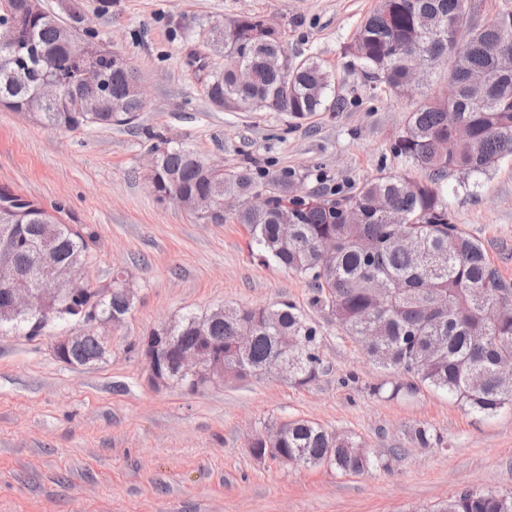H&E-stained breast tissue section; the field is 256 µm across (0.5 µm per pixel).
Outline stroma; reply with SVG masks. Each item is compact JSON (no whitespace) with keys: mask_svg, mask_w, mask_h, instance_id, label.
<instances>
[{"mask_svg":"<svg viewBox=\"0 0 512 512\" xmlns=\"http://www.w3.org/2000/svg\"><path fill=\"white\" fill-rule=\"evenodd\" d=\"M97 41L140 73L147 101L132 128L51 132L0 108V190L56 210L94 232L90 274L125 271L135 303L109 327L111 350L92 366L55 359L54 337L0 332V512H435L459 488L512 492V411L482 418L428 386L388 398L399 382L311 304L300 275L260 260L242 225L203 222L158 201L146 178L156 138L192 147L225 169L287 175L297 194L349 196L367 180L426 174L398 155L408 101L375 88L347 48L376 0H116L99 15L81 0ZM243 13L277 26L289 56H317L346 102L302 125L276 112H227L208 99L224 56L210 28ZM453 223L483 244L512 280V158L444 186ZM286 301L315 323L325 370L297 385L230 380L189 392L147 381L137 345L162 324L224 305ZM305 419L358 436L388 471L341 474L253 458L264 424ZM430 427L435 448L410 445Z\"/></svg>","mask_w":512,"mask_h":512,"instance_id":"35a3bbf8","label":"stroma"}]
</instances>
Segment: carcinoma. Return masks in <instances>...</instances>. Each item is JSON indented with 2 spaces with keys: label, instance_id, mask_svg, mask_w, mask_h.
Listing matches in <instances>:
<instances>
[{
  "label": "carcinoma",
  "instance_id": "carcinoma-1",
  "mask_svg": "<svg viewBox=\"0 0 512 512\" xmlns=\"http://www.w3.org/2000/svg\"><path fill=\"white\" fill-rule=\"evenodd\" d=\"M62 10L68 19L45 11L41 0H0V24L11 32V46L0 45V107L24 111L50 131L135 124L141 111L137 71L122 55L80 36L79 0H63ZM475 12L476 5L462 0H377L349 46L361 70L390 94H402L417 67L432 86L412 106L395 143L396 153L424 170L428 181L392 175L366 182L346 199L300 196L286 177L263 180L248 166L226 172L191 147L166 141L150 147L149 182L161 200L178 194L203 204L197 217L214 224L224 223V196L245 201L266 186L268 207L243 205L234 212L235 223L245 226L265 259L311 282L312 305L327 312L370 359L410 378L392 385L389 397L413 394L422 384L494 417L512 410V383L499 376L501 366L512 364V281L491 263L479 240L452 223L441 190L451 170L485 174L512 156V69L501 68L494 54L502 40L512 41V7L483 24ZM208 43L224 53V71L208 75L207 96L229 112H278L299 122L344 109L322 63L314 56L289 58L280 32L260 15L242 14L212 27ZM443 57L458 85L451 100L448 85L433 87L435 63ZM65 66L78 80L58 99H40L39 87L57 81ZM239 69L250 72L249 82H240ZM471 71L486 73L488 83L468 84ZM450 106L468 128V138L452 153L444 147ZM93 239L39 203L0 190V281L15 268L40 283L46 277L40 260L47 257L92 290L98 315L119 324L135 292L117 276L98 286L89 279ZM326 239L336 242L329 257L320 250ZM209 316L188 314L151 335L169 336L180 346L222 349L224 372L239 379L255 375L274 357L288 359V378L298 384L324 369L317 327L288 302L228 306L224 317ZM5 327L34 338L49 324L0 318V329ZM245 328L253 341L242 350L237 336ZM107 354L88 327L67 364L91 365ZM408 439L420 448L440 443L427 426L410 429ZM269 448L291 464H326L342 473L387 468L354 436L307 420L288 422L277 440L258 437L251 455L262 459ZM435 512H512V492L475 494L462 487Z\"/></svg>",
  "mask_w": 512,
  "mask_h": 512
}]
</instances>
